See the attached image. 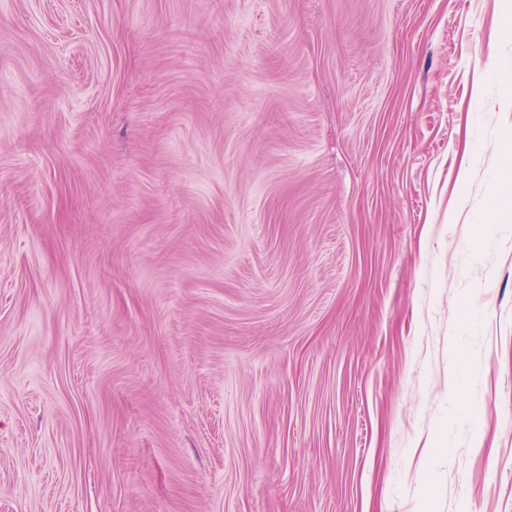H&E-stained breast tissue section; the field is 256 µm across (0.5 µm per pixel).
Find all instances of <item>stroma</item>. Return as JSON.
<instances>
[{
    "label": "stroma",
    "instance_id": "stroma-1",
    "mask_svg": "<svg viewBox=\"0 0 512 512\" xmlns=\"http://www.w3.org/2000/svg\"><path fill=\"white\" fill-rule=\"evenodd\" d=\"M504 3L0 0V512H512Z\"/></svg>",
    "mask_w": 512,
    "mask_h": 512
}]
</instances>
